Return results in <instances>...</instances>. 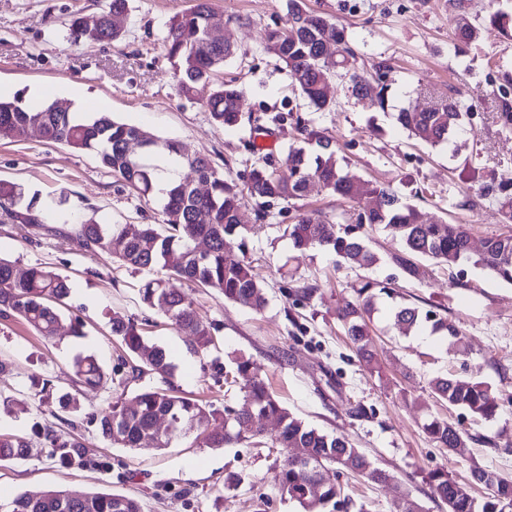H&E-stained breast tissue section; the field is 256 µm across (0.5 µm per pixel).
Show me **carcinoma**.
<instances>
[{"mask_svg":"<svg viewBox=\"0 0 512 512\" xmlns=\"http://www.w3.org/2000/svg\"><path fill=\"white\" fill-rule=\"evenodd\" d=\"M126 0H112V28L103 29L96 37L84 35L83 21H70V34L86 43L111 41L122 33L125 25ZM458 12L457 39L463 44L476 40L480 28L470 21L467 0H452ZM291 26L285 30L265 31V49L276 46L272 56L282 63L301 94L317 109L329 110L333 101L322 91L331 77L350 79L358 94H375L379 104L385 103L386 85H372L357 72L356 55L344 48L340 58L327 60L322 55L324 43L345 40L344 30L325 17L307 11L302 0H288ZM209 0H196L188 12L173 18L164 39L167 54L174 62L182 93L193 98L205 92L204 105L212 119L224 126L238 124L242 90L232 84L217 82L224 61L235 54L224 40L211 37ZM491 27L512 38V12L497 9L488 15ZM398 122L413 137L431 146L450 142L461 130V103L453 98L440 99L426 108H411L398 114ZM37 126L50 143L90 152L99 163L125 185L147 198L156 197L155 187L163 164L176 165L179 172L169 181L157 200L163 223L146 224L130 235L123 224L103 225L91 220L71 223L56 232L75 233L85 246L106 253L120 265L133 270H151L160 266L166 276L147 281L141 288L144 304L157 307L183 335L191 337L197 351L208 354L214 345L213 323L203 319L193 301L182 291L185 283L214 288L224 300L253 312L262 311L268 302L266 289L255 277L245 260L243 247L247 228L239 213L247 201L254 202L257 219L268 216L271 203L278 200L302 199L319 187L345 200H354L357 189L342 174L329 144L319 143L321 151L312 155L302 146L288 148L285 163L275 164L266 156L247 176L246 189L227 179L204 155L189 156L171 139L152 137V144L138 157L127 153L126 144L140 134V129L114 119L108 112H97L81 120L76 112H57L48 103L34 109L15 95L0 97V140L21 142L29 129ZM206 183V194L197 191L194 182ZM484 194L498 197L508 223H512V193L505 184L489 183ZM371 194L381 198L378 206L360 208L357 228H342L327 217L306 213L288 227V236L297 249L325 248L344 263L369 269L380 261L357 234L363 226L382 225L391 229L403 244V250L391 257L409 279L421 280L424 270L416 259L435 260L449 267L464 260L491 275L512 283V234L485 239L481 251H470L469 229L464 224L419 222L416 209L404 204L394 191L376 186ZM0 216L23 224H42L36 201H24L22 188L0 181ZM355 299L345 302L338 312L350 337L356 356L364 366L373 369L377 354L370 331V316L376 296L397 297L395 289L380 282L366 281L354 289ZM71 293L69 279L45 267L19 271L11 261L0 258V317H19L39 335L54 339L66 300ZM393 326L407 335L425 325L445 339H451L460 352L468 342L460 328L433 310L414 305L396 304L392 311ZM110 332L124 344L132 361L130 370L122 374L119 384L128 385L150 373L159 376L165 388H145L131 400L117 401L93 416L98 435L113 445L137 448L150 437L159 447L168 446L169 437L195 434L199 446L222 448L228 444L256 439L262 435L261 424L271 420L278 427L272 441L285 451L284 463L275 476L278 489L301 508V512H349V501L341 487L323 484L321 471L335 467L351 472L374 484H387L392 475L378 467L363 451L345 437L331 436L305 423L289 412L270 391L264 379L249 380L247 390L234 405L219 410L210 404L175 394L171 378L174 366L165 349L145 341L136 324L120 314L110 319ZM211 369L224 378L229 374L246 376L258 370L257 365L242 359L227 372L217 362ZM77 382L84 387H99L108 376L93 355H79L73 360ZM434 398L461 409L473 417L491 419L499 404L492 388L482 381H462L453 376L431 380ZM428 437L442 448L461 456L476 442L493 444L485 436H475L438 417L423 423ZM49 455L62 465L90 460V450L77 438L62 439L50 427L37 431ZM31 453L30 443L20 436L0 435V462L24 459ZM490 497L474 498L467 486L448 473L434 470L428 474L431 497L448 508V512H512V481L498 472L481 470ZM0 512H142L141 501L121 493L82 492L49 488L33 497L19 494L8 502L0 501Z\"/></svg>","mask_w":512,"mask_h":512,"instance_id":"obj_1","label":"carcinoma"}]
</instances>
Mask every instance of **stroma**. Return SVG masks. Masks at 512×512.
<instances>
[{
  "mask_svg": "<svg viewBox=\"0 0 512 512\" xmlns=\"http://www.w3.org/2000/svg\"><path fill=\"white\" fill-rule=\"evenodd\" d=\"M111 2L0 0V90L27 96L36 89L42 101H65L77 110L95 101L122 122L180 141L187 154L207 155L237 180L259 160L252 143L270 141L277 159L286 158L287 136L273 126L256 130L254 117L293 110L331 145L344 173L358 177L360 202L368 201L372 185L389 186L416 206L422 223L447 219L469 225L475 252L485 238L512 233L499 202L475 196L484 174L512 183V124L502 119L504 102L512 103V94L502 93L512 80V39L486 25L477 41L459 44L448 0H304L307 9L344 29L365 70L380 63L389 67L384 104L357 99L345 82L334 81L330 93L336 107L330 112L308 105L263 49L267 26L289 25L287 0H211L214 21L235 49L219 77L243 91L242 120L230 128L215 123L200 99L181 93L165 51L171 18L194 0H127L125 29L116 41L89 45L71 36V16L93 20ZM446 95L467 111L458 149L423 145L396 122L404 108L427 107ZM1 180L37 198L44 225L0 223V257L22 270L47 266L67 276L68 303L78 309L83 327L76 337L69 320H62L59 339L49 341L20 320L0 318V360L11 366L0 376V434L29 437L38 426L55 423L59 396L74 386V356L94 355L105 370H113L124 351L107 321L118 312L135 320L149 343L167 351L175 366L172 383L181 394L219 407L233 403L245 380L215 382L208 364L214 358L227 366L240 357L253 359L285 407L366 452L397 477V484L409 487L425 512H447L430 495V471H446L465 483L473 468L483 467L512 479V284L468 263L450 268L430 260L422 263L423 281L408 280L388 261L400 251V240L380 226L363 229L380 258L366 271L337 264L335 255L321 248L294 249L285 228L301 213L317 209L340 225L355 224L357 204L324 191L275 204L261 224L249 204L241 210L249 229L245 256L266 286L268 303L255 313L225 302L214 289L184 285L200 315L217 326L215 345L204 356L161 310L142 303L140 289L149 272L91 252L79 237L51 233L85 219L158 224L162 215L155 205L123 186L93 154L47 142L36 130L24 141L0 142ZM472 197L477 204L470 208L466 202ZM367 277L394 279L407 301L448 316L467 337L468 354L457 353L438 336L399 333L391 319L394 301L382 296L371 320L381 369L368 371L336 316ZM305 282L317 287L308 300L292 291ZM446 374L488 383L499 402L496 417L474 418L436 403L430 381ZM39 376L50 379V391L35 385ZM160 384V378L146 374L124 389L114 383L84 389L74 425H56L59 433L78 437L91 449L92 463L61 466L36 444L26 459L0 464V490L9 495H36L52 487L119 492L138 496L143 512H300L275 485L282 449L246 443L201 448L190 434L164 449L149 441L122 448L97 435L92 414L122 391ZM358 405L365 415H352ZM429 413L477 436L466 456L430 441L422 430ZM324 476L340 482L353 504H366L370 512H396L397 484L340 478L332 468Z\"/></svg>",
  "mask_w": 512,
  "mask_h": 512,
  "instance_id": "35a3bbf8",
  "label": "stroma"
}]
</instances>
